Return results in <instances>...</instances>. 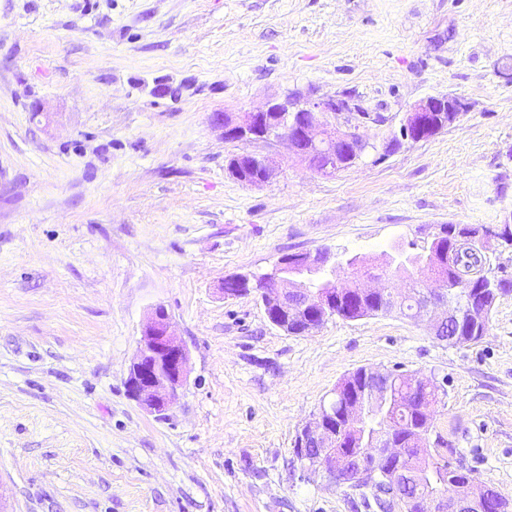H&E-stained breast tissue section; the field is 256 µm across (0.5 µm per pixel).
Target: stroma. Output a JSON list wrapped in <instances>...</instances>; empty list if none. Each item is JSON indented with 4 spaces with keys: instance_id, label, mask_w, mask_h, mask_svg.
<instances>
[{
    "instance_id": "1",
    "label": "stroma",
    "mask_w": 512,
    "mask_h": 512,
    "mask_svg": "<svg viewBox=\"0 0 512 512\" xmlns=\"http://www.w3.org/2000/svg\"><path fill=\"white\" fill-rule=\"evenodd\" d=\"M292 94L350 99L330 123L377 142L427 96L466 109L331 176L211 123ZM242 151L269 183L230 176ZM511 216L512 0H0V512H371L293 454L360 367L437 382L432 437L512 499V292L456 346L397 314L295 336L220 292ZM158 305L190 369L163 419L127 386ZM233 156H247L250 160V163H247L246 169L243 172L238 168L237 163L232 168L234 171V178L241 183L250 186H261L268 183L274 175L275 168L273 160L267 155L242 152L231 155V157Z\"/></svg>"
}]
</instances>
